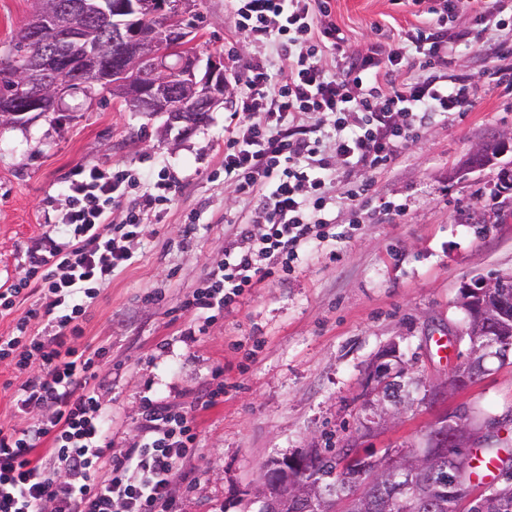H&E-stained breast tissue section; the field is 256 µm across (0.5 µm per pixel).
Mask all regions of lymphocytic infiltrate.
<instances>
[{"instance_id": "lymphocytic-infiltrate-1", "label": "lymphocytic infiltrate", "mask_w": 512, "mask_h": 512, "mask_svg": "<svg viewBox=\"0 0 512 512\" xmlns=\"http://www.w3.org/2000/svg\"><path fill=\"white\" fill-rule=\"evenodd\" d=\"M409 2L419 25L354 53L330 0H229L244 42L273 46L287 64L253 56L234 77V107L250 123L224 141V177L251 204V220L183 300L193 314L186 335L336 240L328 185L385 170L419 126L468 105L470 77L448 71V18L468 3L473 24L456 38L481 51L508 28L506 0ZM328 55L331 73L321 64ZM130 183L119 167L75 169L65 212L32 240L23 275L0 285L1 317L26 308L0 335V361L26 376L12 395L17 423L0 425V512H174L172 486L198 446L194 409L143 397L140 439L112 455V410L97 383L105 350L77 344L88 301L131 262L145 216L181 190L174 175L158 173L119 223H107ZM35 320L43 329L32 330ZM35 406L47 416L30 417Z\"/></svg>"}]
</instances>
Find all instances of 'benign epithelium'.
Returning <instances> with one entry per match:
<instances>
[{
  "mask_svg": "<svg viewBox=\"0 0 512 512\" xmlns=\"http://www.w3.org/2000/svg\"><path fill=\"white\" fill-rule=\"evenodd\" d=\"M82 14L96 20L89 27L69 12H49L42 0H34L29 24L17 39L38 49L35 58L9 74L21 98L18 111L51 112L73 84L95 83L97 63L106 46L100 30L112 33L116 48L112 83L105 93L130 112L162 115L163 136L186 121L175 120L172 101L180 98L187 112H211L224 102L227 92L224 62L209 60L200 67L197 54L188 51L193 31L187 17L196 0H83ZM512 273L475 278L461 285L457 305L467 316L463 336L469 342L466 359L451 376L424 379L414 374L395 341L380 350L370 362L360 398L364 416L363 434H377L393 425L390 415H401L414 405L434 406L448 394L467 389L487 372L486 362L495 357L504 362L512 356ZM480 442L478 432L463 419L440 414L433 421L423 443L412 449L420 461L434 464L430 481L424 483L418 471L402 463V452L388 449L371 453L360 446V437L344 439L336 456V473L355 472L359 483L347 498L329 495L312 469L310 461L323 455L311 445L300 452L271 459L262 469L255 493L260 512H365L351 508L352 501L364 500L363 487L379 484L388 502L401 501L408 512H432L442 504L439 487L448 488V500L457 512H512V500L502 487L512 482L503 473L494 485L477 486L458 475V461L451 449L473 448Z\"/></svg>",
  "mask_w": 512,
  "mask_h": 512,
  "instance_id": "obj_1",
  "label": "benign epithelium"
}]
</instances>
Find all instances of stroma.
I'll return each mask as SVG.
<instances>
[{"instance_id": "1", "label": "stroma", "mask_w": 512, "mask_h": 512, "mask_svg": "<svg viewBox=\"0 0 512 512\" xmlns=\"http://www.w3.org/2000/svg\"><path fill=\"white\" fill-rule=\"evenodd\" d=\"M332 18L358 46L388 41L415 19L392 0H332ZM193 45L201 59L222 57L239 71L270 46L244 43L227 0H197ZM448 69L471 74L478 90L465 112L422 127L416 141L377 175L373 190L331 216L346 236L246 291L223 319L187 337L179 303L224 255L229 227L250 208L224 178V138L249 122L218 106L188 136L163 139V117L127 111L113 98L74 91L55 111L0 127V284L23 274L31 241L66 206L74 169L119 166L134 178L167 169L182 191L145 219L135 257L91 300L83 343L106 346L99 395L115 423L112 452L136 440L143 396L190 406L219 381L224 397L198 413L199 449L186 461L191 481L173 494L182 512H257L263 466L309 445L341 448L360 429L361 384L372 358L399 342L419 373H451L466 353L461 285L477 274L512 272V144L489 166L469 170L473 149L512 135V91L482 74L484 53L450 44ZM402 205V214L389 204ZM196 226L183 242L185 224ZM441 413L468 420L512 447V360L492 361L468 389L426 409L412 407L365 447L420 445Z\"/></svg>"}]
</instances>
